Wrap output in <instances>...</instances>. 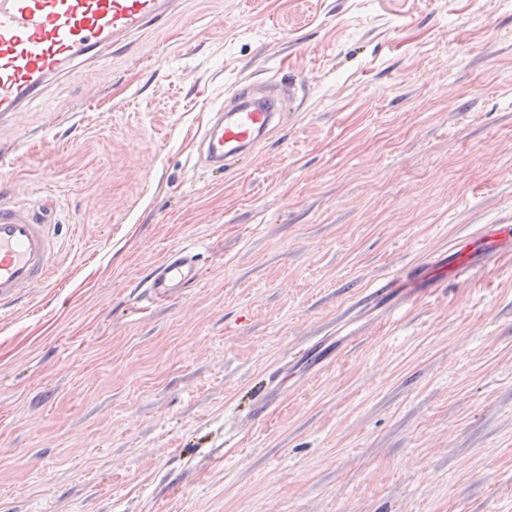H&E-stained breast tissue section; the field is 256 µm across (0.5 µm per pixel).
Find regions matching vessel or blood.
<instances>
[{
    "label": "vessel or blood",
    "instance_id": "obj_1",
    "mask_svg": "<svg viewBox=\"0 0 512 512\" xmlns=\"http://www.w3.org/2000/svg\"><path fill=\"white\" fill-rule=\"evenodd\" d=\"M171 5L172 0H0V122L37 102L66 66L78 60L103 63V49L162 22ZM287 119L281 93L240 84L224 106L210 111L197 144L198 160L214 170L232 165ZM55 210L49 196L30 205L0 202V308L46 280L55 249L48 231ZM480 234V251L456 248L412 274L389 277L375 298L419 291L426 280L441 285L460 279L477 258L486 263L512 258L511 224H487ZM199 280L191 246L167 251L149 275L159 299Z\"/></svg>",
    "mask_w": 512,
    "mask_h": 512
}]
</instances>
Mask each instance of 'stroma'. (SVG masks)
<instances>
[{"label":"stroma","instance_id":"stroma-1","mask_svg":"<svg viewBox=\"0 0 512 512\" xmlns=\"http://www.w3.org/2000/svg\"><path fill=\"white\" fill-rule=\"evenodd\" d=\"M109 59L0 124V199L57 203L0 309V512H512V260L361 302L512 224V0H182ZM245 81L294 112L205 169ZM187 243L199 284L155 299Z\"/></svg>","mask_w":512,"mask_h":512}]
</instances>
